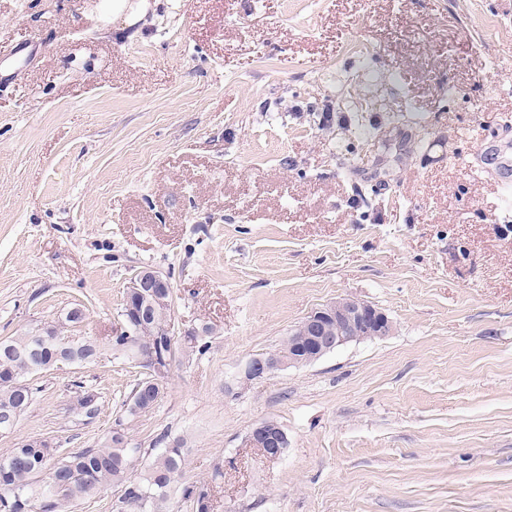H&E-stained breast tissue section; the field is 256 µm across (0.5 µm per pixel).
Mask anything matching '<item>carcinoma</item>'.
Here are the masks:
<instances>
[{
    "instance_id": "cac0c4a2",
    "label": "carcinoma",
    "mask_w": 512,
    "mask_h": 512,
    "mask_svg": "<svg viewBox=\"0 0 512 512\" xmlns=\"http://www.w3.org/2000/svg\"><path fill=\"white\" fill-rule=\"evenodd\" d=\"M381 183L373 177L353 182L351 204L370 205L369 197L380 195ZM148 319L128 326L135 352L151 341L160 342L157 328L168 325L171 310L166 305L149 308ZM210 328L202 327L197 336L188 337L186 354L206 348ZM58 349L76 359L103 355V348L92 340L77 345L53 344L36 329L0 339V431L15 428L2 412L25 405L35 396L20 386L26 378L52 370V356ZM142 449L115 448L112 432L88 448L66 451L47 450L45 458L38 448L20 443L0 454V512H72L73 507L91 498L107 500V512H172L176 494L192 502L195 512H210L209 487L186 481L185 448L181 439L173 440L132 476ZM121 488V494L108 498L109 491Z\"/></svg>"
}]
</instances>
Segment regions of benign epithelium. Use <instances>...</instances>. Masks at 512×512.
<instances>
[{"instance_id": "obj_1", "label": "benign epithelium", "mask_w": 512, "mask_h": 512, "mask_svg": "<svg viewBox=\"0 0 512 512\" xmlns=\"http://www.w3.org/2000/svg\"><path fill=\"white\" fill-rule=\"evenodd\" d=\"M172 294L170 277L153 268L141 267L133 273L126 286L123 318L112 335L127 333L130 321L145 316L144 298L151 296L157 301ZM336 318V335H321L324 322ZM392 324L380 309L353 299H340L306 316L288 336V355L280 352L251 359L245 367V377L261 378L287 367L300 366L319 360L325 353L348 342L367 338H383L389 335ZM168 343L164 348L150 343L146 351L135 358L134 364L152 376L150 387L155 396H160L161 386L173 365L172 344L178 339L174 322L164 328ZM286 435L275 421H265L249 434V442L265 450L266 455L277 458L280 449L286 447Z\"/></svg>"}]
</instances>
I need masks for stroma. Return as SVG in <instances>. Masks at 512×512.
Returning <instances> with one entry per match:
<instances>
[{"instance_id":"1","label":"stroma","mask_w":512,"mask_h":512,"mask_svg":"<svg viewBox=\"0 0 512 512\" xmlns=\"http://www.w3.org/2000/svg\"><path fill=\"white\" fill-rule=\"evenodd\" d=\"M0 338L64 319L107 344L134 269L168 273L177 356L131 445L183 439L212 512H512V233L476 160L512 149V0H157L145 22L99 0H0ZM410 105L391 189L350 204L371 96ZM339 298L385 312L381 339L249 380L310 312ZM139 368L107 354L49 372L0 452L50 435L94 444ZM101 395L74 414L75 383ZM288 435L270 460L257 424Z\"/></svg>"}]
</instances>
